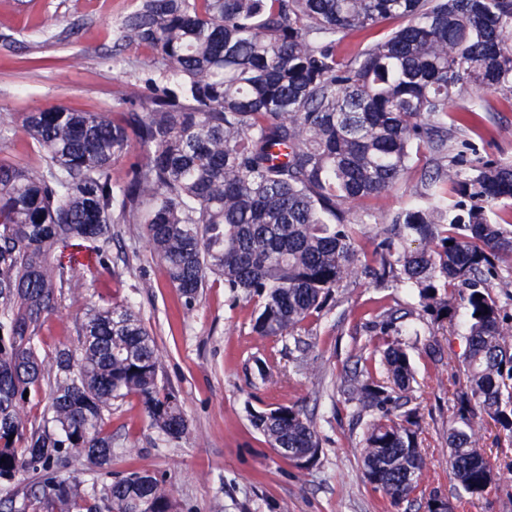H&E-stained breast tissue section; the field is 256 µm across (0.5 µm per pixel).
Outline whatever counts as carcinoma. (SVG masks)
Segmentation results:
<instances>
[{
  "instance_id": "cac0c4a2",
  "label": "carcinoma",
  "mask_w": 512,
  "mask_h": 512,
  "mask_svg": "<svg viewBox=\"0 0 512 512\" xmlns=\"http://www.w3.org/2000/svg\"><path fill=\"white\" fill-rule=\"evenodd\" d=\"M399 25L350 57L337 48L387 21ZM120 40L147 48L140 106L112 113L63 106L0 117V144L20 127L45 165L0 163V512H177L164 480L112 472V402L139 398L171 440L188 432L179 397L159 381L153 336L131 306L91 307L78 343L45 358L35 340L55 313L66 267L56 248L96 244L139 224L184 310L210 278L232 302L257 303L253 329L286 337L332 299L362 262L375 282L417 291L435 322L468 317L466 385L448 429L454 479L479 497L493 466L476 446L490 419L512 436V320L491 281L512 276V159H490L450 132L486 111H452L469 88L512 103V0H140ZM430 156L420 188L364 251L356 207L400 184ZM132 156L126 177L115 159ZM452 245H447V242ZM509 263L508 269L501 264ZM388 382L354 375L349 400L375 410L362 436L369 484L394 503L422 492L410 356L381 338ZM45 397L39 423L24 415ZM274 450L303 469L317 432L298 406L252 415ZM92 468L91 490L68 473Z\"/></svg>"
}]
</instances>
